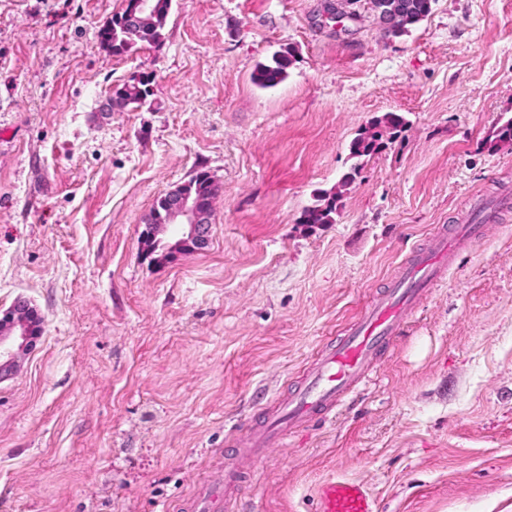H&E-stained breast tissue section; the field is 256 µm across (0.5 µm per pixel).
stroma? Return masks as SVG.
<instances>
[{"mask_svg":"<svg viewBox=\"0 0 512 512\" xmlns=\"http://www.w3.org/2000/svg\"><path fill=\"white\" fill-rule=\"evenodd\" d=\"M123 0H0V311L43 332L0 380V512H190L225 467L242 512H318L364 483L379 512H512V208L409 316L372 381L250 467L236 453L410 248L512 198V0H433L385 36L325 0H172L160 51L98 39ZM290 52L277 86L259 64ZM136 109L109 107L132 74ZM407 124L365 160L358 130ZM206 171L210 245L143 258L155 200ZM412 10L405 16L401 25L397 28H384L385 32L392 36H397L408 30L409 27L414 26L424 20L430 11L432 0H409ZM150 84V76L133 74L121 86H117L112 95L117 97L123 107L138 108L150 94ZM406 125L402 115L387 113L384 116L373 120L369 126L358 131L356 136L349 143V156L354 160L350 172L343 175L338 182L337 188L331 191H324L316 199V202L306 208L301 216L302 224H331L332 214L336 212V202L341 196L342 188L349 186L355 176L363 167L367 157L378 153L385 147L382 141L380 128H386L397 132L399 128Z\"/></svg>","mask_w":512,"mask_h":512,"instance_id":"1","label":"stroma"}]
</instances>
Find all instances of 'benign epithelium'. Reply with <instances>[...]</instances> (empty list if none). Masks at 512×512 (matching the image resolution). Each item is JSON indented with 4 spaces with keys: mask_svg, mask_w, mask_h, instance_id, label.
Returning <instances> with one entry per match:
<instances>
[{
    "mask_svg": "<svg viewBox=\"0 0 512 512\" xmlns=\"http://www.w3.org/2000/svg\"><path fill=\"white\" fill-rule=\"evenodd\" d=\"M154 11V0H133L123 16L125 26L140 28L147 16ZM166 224H148L142 235V255L156 260L175 261L180 257L197 254L209 245L212 217V200L200 201L185 185L165 196ZM176 225L178 238L157 252V233ZM36 308L25 300H18L10 308L0 312V376L9 375L17 354L33 347L42 333V326L35 320Z\"/></svg>",
    "mask_w": 512,
    "mask_h": 512,
    "instance_id": "benign-epithelium-1",
    "label": "benign epithelium"
}]
</instances>
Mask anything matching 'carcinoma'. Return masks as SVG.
Instances as JSON below:
<instances>
[{"mask_svg": "<svg viewBox=\"0 0 512 512\" xmlns=\"http://www.w3.org/2000/svg\"><path fill=\"white\" fill-rule=\"evenodd\" d=\"M412 10L405 16L397 28H387L385 32L397 36L424 20L430 11L432 0H410ZM172 0H156V14L142 28L129 30L119 22L121 13L112 16V28L99 30V37L110 43L112 54L122 55L139 49H159L164 44V28L171 9ZM291 59L284 53L273 55L271 61L260 65L255 82L263 87H273L283 81ZM151 77L148 75H131L122 85L113 90L124 107H139L150 94ZM406 125L403 116L396 113H387L373 120L369 126L358 131L349 143V156L354 160L350 172L343 175L336 188L324 191L316 202L306 208L301 216L302 224H331L332 214L336 212V202L341 196L342 189L349 186L360 172L366 158L378 153L384 147L381 129L386 128L394 132Z\"/></svg>", "mask_w": 512, "mask_h": 512, "instance_id": "carcinoma-1", "label": "carcinoma"}]
</instances>
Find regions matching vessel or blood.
Here are the masks:
<instances>
[{
	"mask_svg": "<svg viewBox=\"0 0 512 512\" xmlns=\"http://www.w3.org/2000/svg\"><path fill=\"white\" fill-rule=\"evenodd\" d=\"M481 236V225L467 224L451 234L434 235L426 247L412 249L386 293L365 306L347 336L320 352L305 385L288 399L274 401L267 421L247 432L242 453L260 463L267 456L270 439L284 438L331 413L368 382L373 361L394 345L408 313L445 279L461 251ZM241 483L236 469L225 468L223 489L203 486L195 499L196 512H236ZM318 494L320 512L379 510L364 486L352 480L323 483Z\"/></svg>",
	"mask_w": 512,
	"mask_h": 512,
	"instance_id": "b4317fda",
	"label": "vessel or blood"
}]
</instances>
